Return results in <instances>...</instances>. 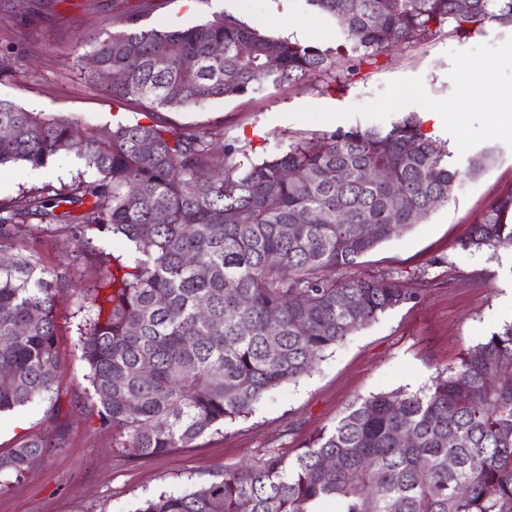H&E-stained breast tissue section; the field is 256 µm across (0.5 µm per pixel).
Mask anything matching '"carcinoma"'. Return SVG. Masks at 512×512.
Masks as SVG:
<instances>
[{"label":"carcinoma","instance_id":"obj_1","mask_svg":"<svg viewBox=\"0 0 512 512\" xmlns=\"http://www.w3.org/2000/svg\"><path fill=\"white\" fill-rule=\"evenodd\" d=\"M123 29L89 43L85 73L117 102L178 110L336 71L339 50L267 35L227 12L194 26L143 29L142 2L124 0ZM336 19L352 50L375 58L448 27H512V0H306ZM223 53H214L215 47ZM194 60L187 67L184 61ZM123 80L109 84L105 70ZM0 166L44 167L75 155L97 175L0 203V414L45 399L58 385L54 316L70 267L49 270L16 242L38 216L62 224L77 255L110 233L132 263L103 264L104 295L80 329L100 426L135 458L186 447L251 415L274 389L307 376L329 349L416 299L392 278L342 277L398 232L425 221L476 178L494 153L461 171L447 142L410 113L387 130L336 129L262 159L248 142L204 126L118 123L83 133L65 119L0 100ZM371 224L363 239L355 226ZM512 245V193L493 201L460 241L464 250ZM275 255L272 266L268 257ZM205 306L207 316H199ZM149 368V376L142 374ZM412 440L407 441L404 435ZM56 447L33 436L0 455L20 476ZM328 458L335 464L327 466ZM512 512V325L472 347L431 386L374 394L287 461L271 455L135 512Z\"/></svg>","mask_w":512,"mask_h":512}]
</instances>
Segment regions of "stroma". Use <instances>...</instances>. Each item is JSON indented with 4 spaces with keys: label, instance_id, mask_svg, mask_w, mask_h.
<instances>
[{
    "label": "stroma",
    "instance_id": "stroma-1",
    "mask_svg": "<svg viewBox=\"0 0 512 512\" xmlns=\"http://www.w3.org/2000/svg\"><path fill=\"white\" fill-rule=\"evenodd\" d=\"M23 0H0V47L13 50V75L0 83V99L30 112H46L97 132L141 119L137 104L113 102L84 79L78 62L93 36L120 27L113 0H43L38 16L22 18ZM141 24L181 29L212 13L232 9L240 19L272 35H288L289 21L313 20L317 43L343 42L335 19L305 0H147ZM490 62L494 80L512 85V28L486 25L483 32L445 31L388 46L376 64L354 75L314 76L269 88L251 98L215 99L191 109L162 110V125L224 128L250 141L255 158L279 152L299 136L334 127H387L410 112L425 113L458 99L469 77L462 61ZM498 104L474 87L460 128L427 120L428 136L450 142L451 165L462 169L475 153L494 149L484 174L463 179L453 199L424 223L382 242L348 269V276L390 277L416 292L415 300L378 319L329 350L309 376L273 390L248 418L211 431L185 448L131 459L112 446V430L100 426L81 361L79 327L91 309L101 271L78 261L66 230L32 234L19 248L33 250L49 268L70 266L72 284L56 307L60 383L44 400L0 415V454L39 435L58 448L35 460L21 476L0 477V512H135L150 496L184 490L241 465L275 454L294 459L302 446L333 426L351 404L396 389L418 391L456 366L472 347L511 321L504 296L512 287V246L462 250L459 241L498 197L512 193V132H494ZM336 121H329L328 113ZM84 164L63 155L33 178L32 167L0 169V202L24 191L71 182Z\"/></svg>",
    "mask_w": 512,
    "mask_h": 512
}]
</instances>
